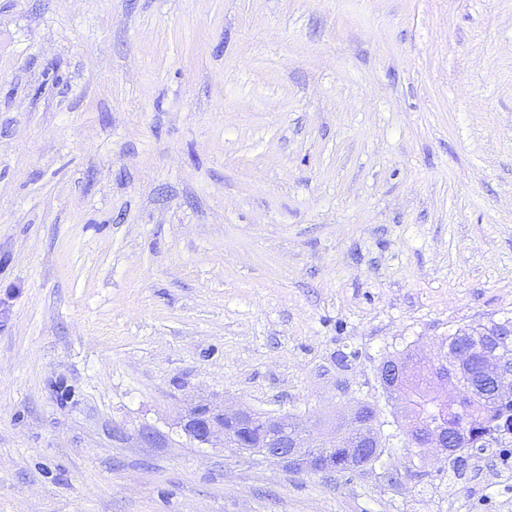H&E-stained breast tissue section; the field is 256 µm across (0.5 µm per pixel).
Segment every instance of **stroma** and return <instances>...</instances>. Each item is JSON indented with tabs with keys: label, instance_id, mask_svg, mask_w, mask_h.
<instances>
[{
	"label": "stroma",
	"instance_id": "35a3bbf8",
	"mask_svg": "<svg viewBox=\"0 0 512 512\" xmlns=\"http://www.w3.org/2000/svg\"><path fill=\"white\" fill-rule=\"evenodd\" d=\"M506 318L512 0H0V512H512L377 382ZM205 400L387 450L293 473ZM183 419V430L193 439L201 442H212L221 436L223 447L230 450H242L241 445L231 444L237 439L224 429V422H244L249 420V411L243 407L227 409L224 404L204 403L188 410ZM356 414H360V422L361 426L369 433L374 435V437L378 438L379 428V414L377 408L369 403L361 404ZM358 423L352 420L350 424H348L347 428L343 435L336 439L335 445L329 447V449L319 453L313 459V468L316 471L324 470L325 472L336 471V473H340L343 475H347L348 477H352L358 474H361L363 471H366L367 468H372L373 465L378 462L384 454L385 446L384 443L380 440L379 447L381 448L379 454L373 457H361L358 458L355 455H352L350 448H355V437L351 435L354 433L356 428L358 427ZM359 448H355L356 453L358 455H368L372 448L369 440H365V438L359 439Z\"/></svg>",
	"mask_w": 512,
	"mask_h": 512
}]
</instances>
